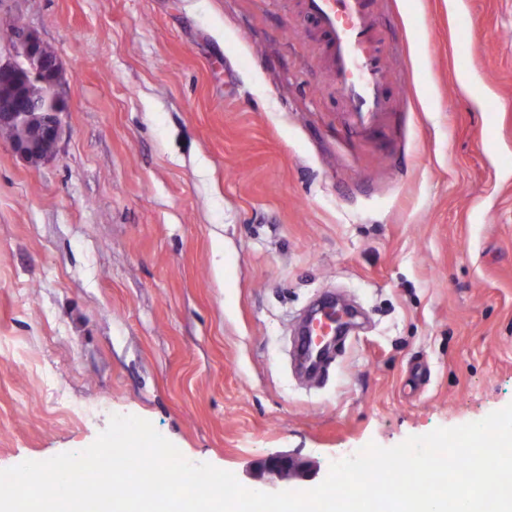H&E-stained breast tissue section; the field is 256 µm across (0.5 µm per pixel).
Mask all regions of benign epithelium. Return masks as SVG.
I'll list each match as a JSON object with an SVG mask.
<instances>
[{
    "mask_svg": "<svg viewBox=\"0 0 512 512\" xmlns=\"http://www.w3.org/2000/svg\"><path fill=\"white\" fill-rule=\"evenodd\" d=\"M8 53L0 57V129L17 132L13 152L31 164L53 158L61 137L59 116L66 111L59 94L62 69L56 51L32 30L7 34ZM317 473L307 461L284 454L255 462L251 475L274 487L280 481H306Z\"/></svg>",
    "mask_w": 512,
    "mask_h": 512,
    "instance_id": "obj_1",
    "label": "benign epithelium"
}]
</instances>
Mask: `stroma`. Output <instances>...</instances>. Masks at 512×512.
<instances>
[{"instance_id": "1", "label": "stroma", "mask_w": 512, "mask_h": 512, "mask_svg": "<svg viewBox=\"0 0 512 512\" xmlns=\"http://www.w3.org/2000/svg\"><path fill=\"white\" fill-rule=\"evenodd\" d=\"M297 2L0 0L68 105L48 162L0 138V469L135 415L261 491L512 403V0H374L376 134ZM328 292L362 325L311 383ZM334 305L326 303L322 305L314 316L309 320L305 327L303 336L299 344V359L302 367L306 370L309 366L317 372L322 368L325 356L322 341L318 340V335L334 334ZM320 333V334H319ZM317 473L315 466L307 461L284 454L270 455L255 462L251 475L274 487L280 481H306Z\"/></svg>"}]
</instances>
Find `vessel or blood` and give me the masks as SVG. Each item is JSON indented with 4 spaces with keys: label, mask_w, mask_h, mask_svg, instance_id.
<instances>
[{
    "label": "vessel or blood",
    "mask_w": 512,
    "mask_h": 512,
    "mask_svg": "<svg viewBox=\"0 0 512 512\" xmlns=\"http://www.w3.org/2000/svg\"><path fill=\"white\" fill-rule=\"evenodd\" d=\"M301 12L322 36L336 94L351 125L374 132L393 109L385 64V40L373 11L374 0H299ZM332 304L322 305L309 320L299 344L302 366L321 369L320 336L333 333Z\"/></svg>",
    "instance_id": "b4317fda"
}]
</instances>
